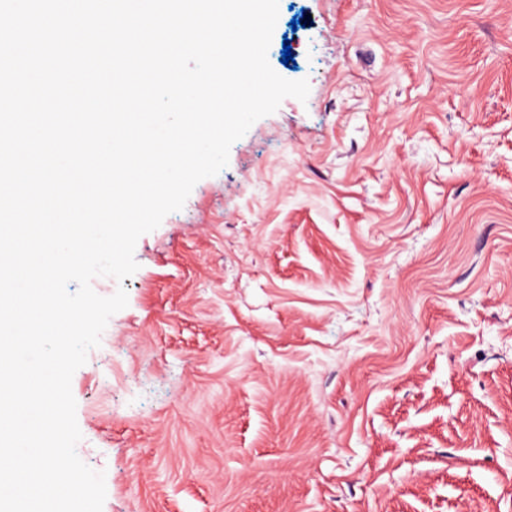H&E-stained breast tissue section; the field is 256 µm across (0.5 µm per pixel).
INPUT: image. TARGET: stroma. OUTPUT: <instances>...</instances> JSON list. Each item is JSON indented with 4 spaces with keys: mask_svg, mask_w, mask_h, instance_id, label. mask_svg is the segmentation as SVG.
Segmentation results:
<instances>
[{
    "mask_svg": "<svg viewBox=\"0 0 512 512\" xmlns=\"http://www.w3.org/2000/svg\"><path fill=\"white\" fill-rule=\"evenodd\" d=\"M268 61L307 101L92 282L103 512H512V0H279Z\"/></svg>",
    "mask_w": 512,
    "mask_h": 512,
    "instance_id": "35a3bbf8",
    "label": "stroma"
}]
</instances>
